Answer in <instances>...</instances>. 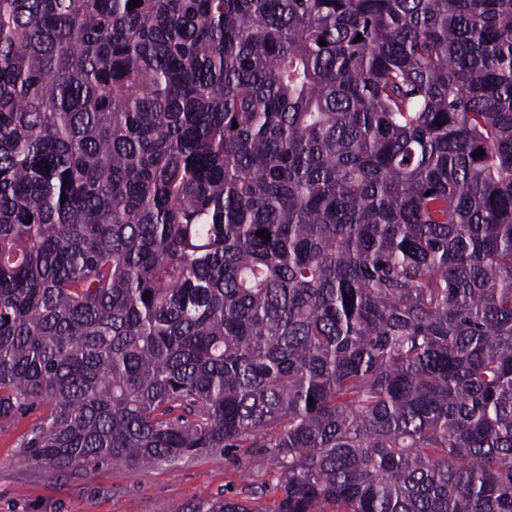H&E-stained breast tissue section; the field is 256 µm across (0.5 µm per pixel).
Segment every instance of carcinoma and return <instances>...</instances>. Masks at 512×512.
<instances>
[{
	"label": "carcinoma",
	"instance_id": "1",
	"mask_svg": "<svg viewBox=\"0 0 512 512\" xmlns=\"http://www.w3.org/2000/svg\"><path fill=\"white\" fill-rule=\"evenodd\" d=\"M128 2L0 0V422L512 512V0Z\"/></svg>",
	"mask_w": 512,
	"mask_h": 512
}]
</instances>
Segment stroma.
I'll list each match as a JSON object with an SVG mask.
<instances>
[{
    "mask_svg": "<svg viewBox=\"0 0 512 512\" xmlns=\"http://www.w3.org/2000/svg\"><path fill=\"white\" fill-rule=\"evenodd\" d=\"M50 410L39 403L0 424V512H209L227 498L269 507L279 497L275 466L248 470L237 449L149 468L109 462L57 472L25 448Z\"/></svg>",
    "mask_w": 512,
    "mask_h": 512,
    "instance_id": "obj_1",
    "label": "stroma"
}]
</instances>
